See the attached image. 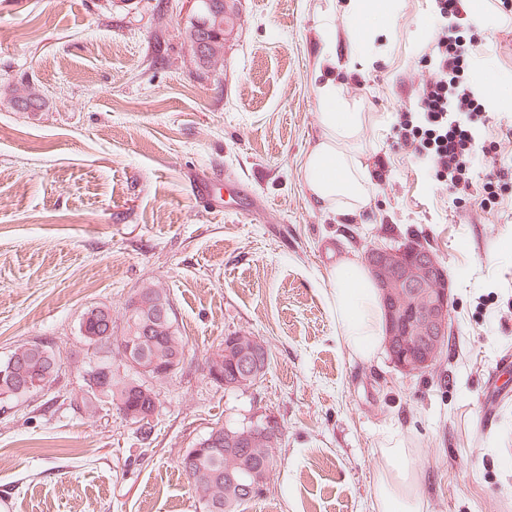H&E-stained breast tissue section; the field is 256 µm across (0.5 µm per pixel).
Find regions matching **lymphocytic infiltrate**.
<instances>
[{"label": "lymphocytic infiltrate", "mask_w": 512, "mask_h": 512, "mask_svg": "<svg viewBox=\"0 0 512 512\" xmlns=\"http://www.w3.org/2000/svg\"><path fill=\"white\" fill-rule=\"evenodd\" d=\"M443 24L424 53L430 71L413 93L412 114H401L399 138L404 147L425 160L436 177L446 179L462 198L481 193L485 206L498 204L512 170L502 168L476 183L472 162L477 154L501 149L486 131V96L477 86L470 37L461 23L464 0H433Z\"/></svg>", "instance_id": "1"}]
</instances>
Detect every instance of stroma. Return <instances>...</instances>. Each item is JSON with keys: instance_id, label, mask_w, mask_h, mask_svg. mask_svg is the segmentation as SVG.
Here are the masks:
<instances>
[{"instance_id": "1", "label": "stroma", "mask_w": 512, "mask_h": 512, "mask_svg": "<svg viewBox=\"0 0 512 512\" xmlns=\"http://www.w3.org/2000/svg\"><path fill=\"white\" fill-rule=\"evenodd\" d=\"M483 8L498 23L477 25L475 57L512 76V18ZM236 11L223 61L203 71L184 40L191 0H0V360L33 340L65 359L49 389L0 400V512H202L182 456L215 424L267 419L282 429L276 464L243 512H373L393 432L427 512H512V403L480 425L486 378L512 351V183L491 208L457 201L396 132L428 76L418 32L431 0H400L367 61L343 0ZM326 77L362 115L361 207H320L304 181ZM31 87L33 112L17 102ZM411 239L446 267L454 324L426 374L384 352L351 357L331 305L337 263ZM145 287L168 296L188 341L183 368L156 387L146 442L115 409L80 404L95 356L84 312L106 306L121 324ZM230 335L270 352L263 378L235 391L205 370Z\"/></svg>"}]
</instances>
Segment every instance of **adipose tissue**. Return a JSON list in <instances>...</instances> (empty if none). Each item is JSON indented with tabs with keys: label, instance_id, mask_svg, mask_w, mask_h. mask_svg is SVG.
Masks as SVG:
<instances>
[{
	"label": "adipose tissue",
	"instance_id": "obj_1",
	"mask_svg": "<svg viewBox=\"0 0 512 512\" xmlns=\"http://www.w3.org/2000/svg\"><path fill=\"white\" fill-rule=\"evenodd\" d=\"M399 0H348L347 19L358 44L371 31L383 28ZM324 128L322 141L309 155L304 179L318 205L339 199L363 201L364 175L348 142L354 141L360 115L348 111L341 88L326 80L318 86ZM336 309V331L347 351L363 361L374 359L384 338V310L369 268L358 260H344L329 277ZM385 464L373 487L374 512H425L416 483V465L397 435H389L382 450Z\"/></svg>",
	"mask_w": 512,
	"mask_h": 512
}]
</instances>
